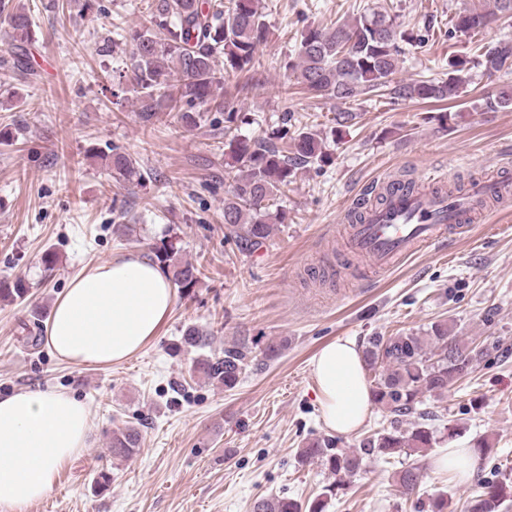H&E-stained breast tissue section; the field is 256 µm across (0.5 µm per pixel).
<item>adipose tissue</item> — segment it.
Returning a JSON list of instances; mask_svg holds the SVG:
<instances>
[{
    "instance_id": "adipose-tissue-1",
    "label": "adipose tissue",
    "mask_w": 512,
    "mask_h": 512,
    "mask_svg": "<svg viewBox=\"0 0 512 512\" xmlns=\"http://www.w3.org/2000/svg\"><path fill=\"white\" fill-rule=\"evenodd\" d=\"M173 303L167 275L147 260L129 256L90 265L56 301L47 343L73 364L123 362L159 336ZM312 374L328 429L357 431L371 414L372 394L355 339L325 344ZM90 422L88 406L65 391L0 397V512H27L47 496L63 465L87 447Z\"/></svg>"
}]
</instances>
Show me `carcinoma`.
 I'll return each mask as SVG.
<instances>
[{"instance_id": "obj_1", "label": "carcinoma", "mask_w": 512, "mask_h": 512, "mask_svg": "<svg viewBox=\"0 0 512 512\" xmlns=\"http://www.w3.org/2000/svg\"><path fill=\"white\" fill-rule=\"evenodd\" d=\"M149 25L131 35L130 81L139 102L140 118L152 123L164 116L185 127H195L203 118V109L234 113L219 94L224 75L251 76L260 66L258 48L267 41L270 29L261 0H141ZM496 16L512 18V0H494V9H464L455 19V29L479 34ZM0 17L6 23L5 43L21 52L37 41L35 22L25 5L0 0ZM411 40L400 29L387 9L372 10L353 20H338L330 27L309 26L300 33L294 57L286 69L296 74L298 83L316 96L350 100L362 94L381 91L401 98L453 100L466 83L465 72L473 59L455 58L448 77L392 85L399 67L400 43ZM478 64L489 73L512 67V44L500 43L476 55ZM224 67H219V62ZM179 78L171 92L172 78ZM512 109V89L502 88L485 109ZM323 142L313 133L301 131L288 147H268L260 141L238 136L224 142V174L231 179L224 196V240L233 242L242 252H254L266 246L273 224L284 217L270 212V201L291 183L296 166L324 162ZM108 167L123 178L136 174L133 160L120 152L112 153ZM180 248L173 241L155 249L169 280L188 291L195 287L200 269L179 258ZM27 286L20 278L0 281V299L11 302L24 299ZM180 346L199 349L194 370L205 378L234 389L250 367L251 350L233 346L222 353H204L208 336L194 326L186 327ZM483 351L453 335L448 322L431 325L429 335L413 333L398 336H371L363 349L367 370L374 373L372 394L375 404L396 416L392 429L365 440L363 450L393 457L401 453H419L435 444L433 431L422 424L401 426L405 417L423 416L418 406L425 394L441 396L448 386L468 375ZM140 448V435L133 426L112 433L109 452L119 460L131 458ZM303 463L324 466L334 488L357 474L362 456L357 450H340L328 440L316 439L300 450ZM401 494L415 495L422 483L423 469L407 465L395 472ZM508 481L484 486L470 505L469 512H497L507 496ZM328 495L322 493L301 502L284 496L260 498L253 512H324Z\"/></svg>"}]
</instances>
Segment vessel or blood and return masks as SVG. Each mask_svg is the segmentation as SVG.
Listing matches in <instances>:
<instances>
[{
	"mask_svg": "<svg viewBox=\"0 0 512 512\" xmlns=\"http://www.w3.org/2000/svg\"><path fill=\"white\" fill-rule=\"evenodd\" d=\"M430 189L393 185L384 200L365 208L349 225L354 250L379 269H387L418 249L452 250L465 222L480 203L495 201L512 210V177L485 174L474 179L461 196L448 197L440 186L446 173L427 175Z\"/></svg>",
	"mask_w": 512,
	"mask_h": 512,
	"instance_id": "obj_1",
	"label": "vessel or blood"
}]
</instances>
